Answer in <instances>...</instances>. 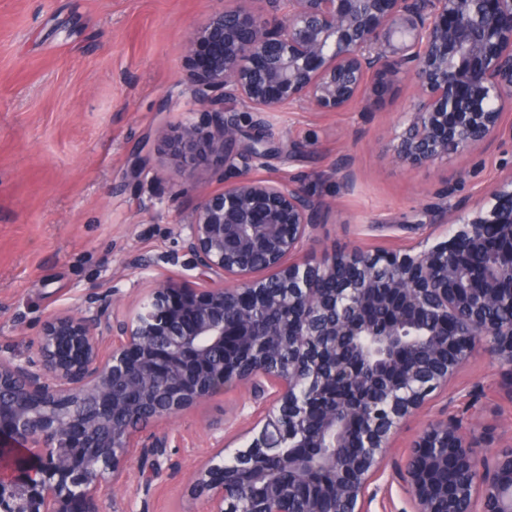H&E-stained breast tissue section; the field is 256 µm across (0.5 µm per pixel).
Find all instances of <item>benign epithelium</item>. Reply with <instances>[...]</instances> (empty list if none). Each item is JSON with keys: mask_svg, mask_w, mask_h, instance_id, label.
Instances as JSON below:
<instances>
[{"mask_svg": "<svg viewBox=\"0 0 512 512\" xmlns=\"http://www.w3.org/2000/svg\"><path fill=\"white\" fill-rule=\"evenodd\" d=\"M211 11L185 44L205 47L194 97L207 127L157 129L188 175L201 165L243 169L224 189H202L169 259L204 287L168 279L134 309L113 290L101 303L49 316L25 358L0 353V512L117 509L131 457L148 475L165 427L212 397L251 390L261 428L224 457L189 472L205 512H369L382 476L408 495L409 512H512V448L489 451L469 419L429 421L404 463L388 465L403 424L477 353L497 367L512 401V174L473 203L448 200V240L416 251L355 246L299 257L324 205L293 181L251 175L270 133L235 150L238 114L305 105L369 109L379 80L414 93L394 133L408 167L512 136V0H234ZM288 350V363L279 361Z\"/></svg>", "mask_w": 512, "mask_h": 512, "instance_id": "1", "label": "benign epithelium"}]
</instances>
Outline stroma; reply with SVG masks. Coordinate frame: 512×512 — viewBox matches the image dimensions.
<instances>
[{
  "label": "stroma",
  "instance_id": "obj_1",
  "mask_svg": "<svg viewBox=\"0 0 512 512\" xmlns=\"http://www.w3.org/2000/svg\"><path fill=\"white\" fill-rule=\"evenodd\" d=\"M218 0H0V350L34 351L49 315L83 307L89 291L119 290L135 301L165 273L175 288H197L194 271L166 264L198 186L222 188L237 172L200 167L187 175L155 136L159 125L206 126L210 115L188 90L184 44ZM412 92L383 81L362 112L296 107L266 112L270 149L259 177L295 180L330 202L314 230L312 261L324 252L395 248L441 220L439 197L476 199L497 176L512 172V138L415 169L398 164L394 125ZM350 166L353 184L331 176ZM152 263L142 270L139 259ZM498 376L485 357L465 365L408 421L392 460L425 422L443 410L475 405L471 434L498 448L512 444V402L495 392ZM242 388L173 420L171 446L149 496L129 482L134 512H201L188 472L211 450L205 422L224 425L232 447L247 446Z\"/></svg>",
  "mask_w": 512,
  "mask_h": 512
}]
</instances>
